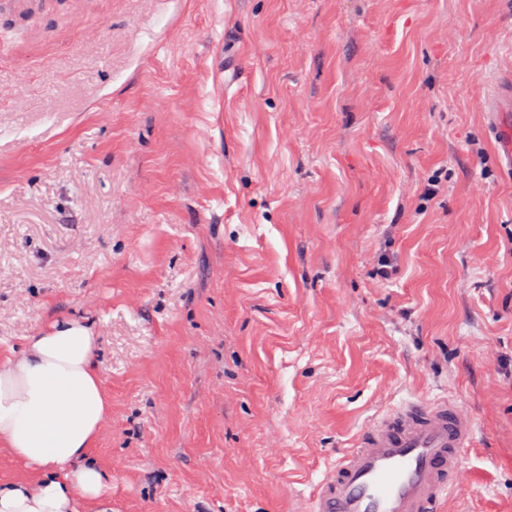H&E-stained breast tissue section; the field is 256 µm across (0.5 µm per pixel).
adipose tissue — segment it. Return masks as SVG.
<instances>
[{
    "label": "adipose tissue",
    "instance_id": "obj_1",
    "mask_svg": "<svg viewBox=\"0 0 512 512\" xmlns=\"http://www.w3.org/2000/svg\"><path fill=\"white\" fill-rule=\"evenodd\" d=\"M92 322L64 317L0 356V446L35 484L0 483V512H112V478L87 463L110 412Z\"/></svg>",
    "mask_w": 512,
    "mask_h": 512
}]
</instances>
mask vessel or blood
<instances>
[{
    "label": "vessel or blood",
    "instance_id": "obj_1",
    "mask_svg": "<svg viewBox=\"0 0 512 512\" xmlns=\"http://www.w3.org/2000/svg\"><path fill=\"white\" fill-rule=\"evenodd\" d=\"M472 414L454 401L410 400L368 427L322 480L310 512H439L464 479Z\"/></svg>",
    "mask_w": 512,
    "mask_h": 512
}]
</instances>
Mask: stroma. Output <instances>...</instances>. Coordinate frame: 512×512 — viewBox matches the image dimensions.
Here are the masks:
<instances>
[{"label": "stroma", "instance_id": "stroma-1", "mask_svg": "<svg viewBox=\"0 0 512 512\" xmlns=\"http://www.w3.org/2000/svg\"><path fill=\"white\" fill-rule=\"evenodd\" d=\"M512 0H0V353L92 321L112 512H308L412 399L512 512Z\"/></svg>", "mask_w": 512, "mask_h": 512}]
</instances>
